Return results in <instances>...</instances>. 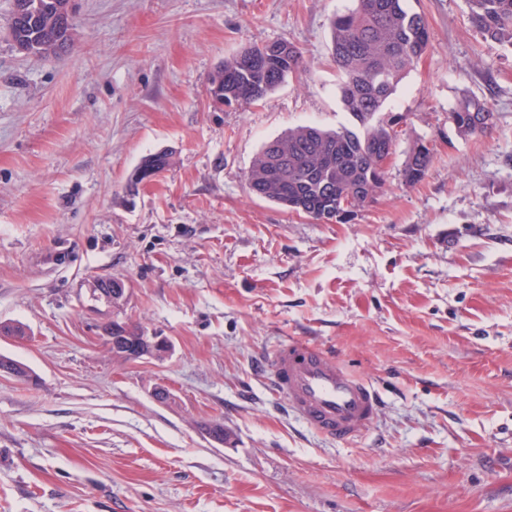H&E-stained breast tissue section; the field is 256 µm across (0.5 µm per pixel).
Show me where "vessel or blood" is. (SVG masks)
I'll return each instance as SVG.
<instances>
[{"label":"vessel or blood","mask_w":512,"mask_h":512,"mask_svg":"<svg viewBox=\"0 0 512 512\" xmlns=\"http://www.w3.org/2000/svg\"><path fill=\"white\" fill-rule=\"evenodd\" d=\"M269 367L274 394L303 424L326 438L348 442L378 416V389L309 340L281 339Z\"/></svg>","instance_id":"1"}]
</instances>
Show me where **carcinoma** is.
<instances>
[{
  "label": "carcinoma",
  "instance_id": "cac0c4a2",
  "mask_svg": "<svg viewBox=\"0 0 512 512\" xmlns=\"http://www.w3.org/2000/svg\"><path fill=\"white\" fill-rule=\"evenodd\" d=\"M27 12L16 21V38L21 42L49 40L59 17L51 4ZM404 0H357L354 9L332 22L331 58L341 75V101L352 119L351 126L325 130L299 126L268 143L256 156L247 177L249 191L259 197L302 212L316 221L340 215V200L350 193L360 207L373 201L384 185L383 162L393 152L395 137L386 103L403 77L429 48L425 18L404 8ZM471 23L486 37L512 48V0H467ZM302 65L300 51L287 41L249 47L224 60L208 77V88L219 86L224 103L257 101L274 90ZM486 111L477 99L465 98L450 113L460 135L485 134L488 124L471 119ZM171 154L156 152L142 158L130 183L140 184L137 172H162ZM432 156L422 143L410 151L402 171L407 184L425 177ZM0 369L24 379L28 368L0 356Z\"/></svg>",
  "mask_w": 512,
  "mask_h": 512
}]
</instances>
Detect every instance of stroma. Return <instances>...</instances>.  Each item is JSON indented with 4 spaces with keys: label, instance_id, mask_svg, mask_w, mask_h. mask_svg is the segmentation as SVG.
Here are the masks:
<instances>
[{
    "label": "stroma",
    "instance_id": "stroma-1",
    "mask_svg": "<svg viewBox=\"0 0 512 512\" xmlns=\"http://www.w3.org/2000/svg\"><path fill=\"white\" fill-rule=\"evenodd\" d=\"M430 47L399 83L375 200L345 224L252 195L288 129L350 125L331 27L354 0H75L61 57L0 28V512H512V48L466 0H404ZM285 40L300 70L251 104L213 105L208 76ZM474 97L492 131L450 119ZM429 143L425 178L403 164ZM170 167L129 188L141 159ZM123 278V310L93 300ZM169 336L124 362L112 318ZM309 339L383 402L350 444L294 416L259 367ZM168 389L158 402L155 388ZM222 421L216 447L204 427ZM7 29H8V33H9L12 41L16 45L17 50L19 52L23 53L24 55L45 56V55H41V54L42 53H51L54 50V46H50V44H48V43H44V44L33 43L32 45H28L27 43L21 44L19 42L14 41L13 40L14 24L12 23V20H10V22L7 23ZM71 36H72V29H71V27H69L65 31L62 38L60 39V41L66 40L68 43H65L64 45H62L57 51H54L52 55L62 56L64 54H66L71 49V47L73 46V44L75 42V41L69 42ZM473 112H485L484 115L494 125L495 114L485 108V106L477 99L465 98L450 113V119L456 124V128L460 135L470 136L475 134H485L492 130L493 125L477 124L471 119ZM488 113V115L486 114ZM171 155L172 153L167 152H156L149 154L142 158L134 172L132 173L130 177V183L132 185H138L140 184V180L137 179V172L138 171H144V170H151V171H157L161 173L164 171L169 165L171 161Z\"/></svg>",
    "mask_w": 512,
    "mask_h": 512
}]
</instances>
